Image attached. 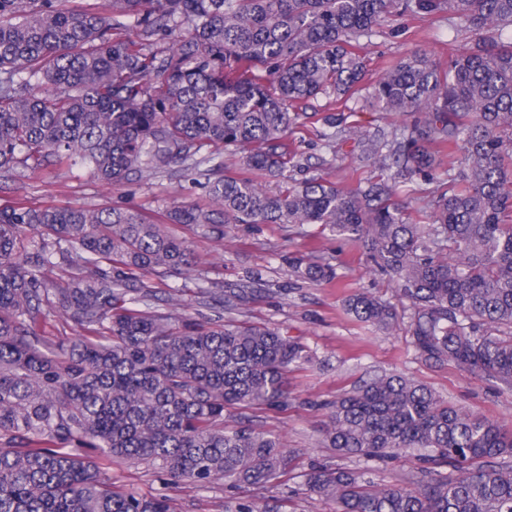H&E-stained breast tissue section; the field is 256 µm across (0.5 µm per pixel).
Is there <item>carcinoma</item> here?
<instances>
[{
    "instance_id": "carcinoma-1",
    "label": "carcinoma",
    "mask_w": 512,
    "mask_h": 512,
    "mask_svg": "<svg viewBox=\"0 0 512 512\" xmlns=\"http://www.w3.org/2000/svg\"><path fill=\"white\" fill-rule=\"evenodd\" d=\"M448 15L475 47L443 68L415 52L371 83L370 103L403 117L370 133L348 122L367 81L360 40L405 15ZM512 0H0V177L87 166L120 185L173 165L202 200L149 218L121 207L0 203V512H171L165 496L116 491L114 459L149 462L174 482L281 483L297 456L242 407L288 400L310 353L275 328L199 323L157 305V288L201 261L169 224L224 242L231 224H322L369 256L414 309L421 359L449 360L512 387ZM332 97L322 112L311 101ZM353 139L381 179L305 177L292 134ZM423 210L399 183L437 180ZM281 185L272 190L266 181ZM291 274L339 285L322 260ZM49 269L63 274L50 278ZM345 311L388 330L399 315L364 290ZM80 336L50 348L47 317ZM327 446L380 460L418 453L400 484L314 467L304 491L337 512H512V426L378 374L320 403ZM224 512H281L248 496Z\"/></svg>"
}]
</instances>
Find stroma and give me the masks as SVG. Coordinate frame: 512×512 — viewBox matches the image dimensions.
I'll return each instance as SVG.
<instances>
[{
    "mask_svg": "<svg viewBox=\"0 0 512 512\" xmlns=\"http://www.w3.org/2000/svg\"><path fill=\"white\" fill-rule=\"evenodd\" d=\"M469 35L456 31L447 18H406L402 30H383L363 43L371 75L389 63L421 49L440 64L469 48ZM302 163L311 176H322L341 185L376 177L377 169L364 158L356 141L336 146L334 166L323 165L327 151L306 129L294 135ZM201 194L199 186L178 167L150 178H136L113 187H103L87 171L60 172L33 179H0V199L28 198L60 207L133 206L148 215L173 203H191ZM169 232L186 240L202 260L204 276L211 287L207 302H200L193 281L169 277L187 314L205 316L220 310L226 290L245 289L239 320L281 329L298 338L312 354L309 362L288 374V401L274 409H242L232 419L250 418L277 435L297 454V466L288 481L256 494L260 503L278 505L284 512H336L333 502L302 493L304 475L314 466L345 467L365 472L377 484L404 478L413 467L411 457L383 464L362 457L339 455L327 447L320 431L325 418L316 405L331 400L360 381L381 372H397L427 385L437 394L465 410L512 425V389L462 371L454 363L431 365L418 357L407 322L389 332L358 323L343 309L348 292L364 289L390 303L399 313L410 314L389 276L367 272V261L357 248L340 237L320 231L318 225L236 224L228 228L223 245H215L201 230L172 224ZM291 253L334 258L345 273L343 286L304 283L288 273L282 258ZM260 282H249L252 272ZM106 474L114 487L146 496L165 495L172 512H224L235 489L217 482L202 490L188 483H171L146 463L112 462Z\"/></svg>",
    "mask_w": 512,
    "mask_h": 512,
    "instance_id": "35a3bbf8",
    "label": "stroma"
}]
</instances>
